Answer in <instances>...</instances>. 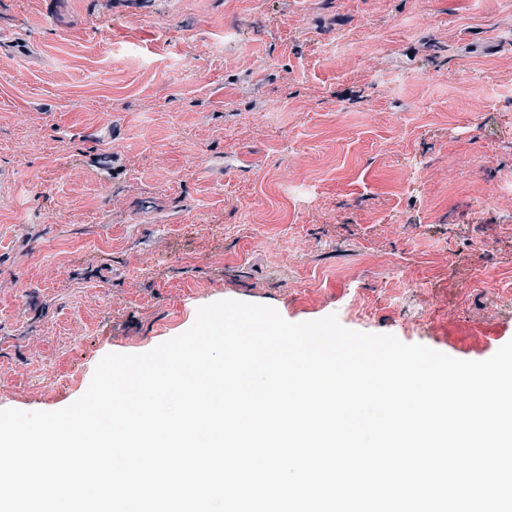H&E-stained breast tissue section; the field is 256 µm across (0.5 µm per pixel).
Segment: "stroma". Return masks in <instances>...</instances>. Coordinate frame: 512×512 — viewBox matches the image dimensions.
I'll return each instance as SVG.
<instances>
[{
  "label": "stroma",
  "instance_id": "1",
  "mask_svg": "<svg viewBox=\"0 0 512 512\" xmlns=\"http://www.w3.org/2000/svg\"><path fill=\"white\" fill-rule=\"evenodd\" d=\"M223 300L512 340V0H0V409Z\"/></svg>",
  "mask_w": 512,
  "mask_h": 512
}]
</instances>
